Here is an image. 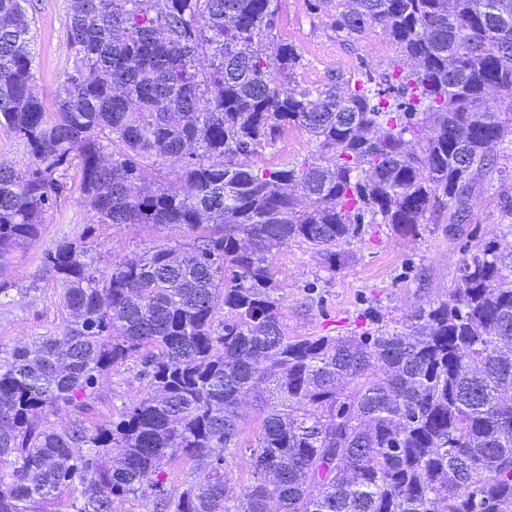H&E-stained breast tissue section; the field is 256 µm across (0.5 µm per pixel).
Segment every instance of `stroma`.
<instances>
[{
    "label": "stroma",
    "instance_id": "1",
    "mask_svg": "<svg viewBox=\"0 0 512 512\" xmlns=\"http://www.w3.org/2000/svg\"><path fill=\"white\" fill-rule=\"evenodd\" d=\"M36 20L35 86L47 111L55 109V95L63 80L69 54L67 0H30ZM279 42L292 43L303 57L296 75L303 88L321 86L331 69H348L366 62L385 69L395 48L381 29L368 31L349 45L330 26L328 14L310 10L308 0H280ZM312 144L298 125L285 128L270 146L248 159L249 164L273 167L284 160L303 159ZM67 184L47 212L39 238L10 256L0 268V352L61 335L67 324L59 290L41 267L39 257L51 244L67 237L85 243L98 268L111 269L154 246L176 245L182 230L165 225L101 224L81 204L77 169L62 177ZM471 222L482 238L512 242V212L497 196L476 192L471 200ZM462 258L448 238L444 218L428 216L416 234L402 235L389 224L364 225L361 235L339 249L335 265H328L305 243L294 241L274 252L270 265L279 285V320L286 336H342L370 327L378 317L389 327L406 324L418 307L447 285ZM137 359H129L105 372L91 410L62 407L50 412L46 427L56 430L81 419L95 425L115 416L122 405L136 402L146 391L138 374Z\"/></svg>",
    "mask_w": 512,
    "mask_h": 512
}]
</instances>
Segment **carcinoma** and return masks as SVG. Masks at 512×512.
<instances>
[{"mask_svg": "<svg viewBox=\"0 0 512 512\" xmlns=\"http://www.w3.org/2000/svg\"><path fill=\"white\" fill-rule=\"evenodd\" d=\"M29 0H0V127L28 169L0 163V266L40 235L80 169L102 224L194 235L102 271L77 240L43 269L69 319L0 363V512H512V244L484 240L466 193L507 186L512 0H348L331 27L381 29L387 71L332 69L300 88L291 43L268 51L278 0H68L70 67L46 111L34 88ZM496 92L507 103L491 102ZM314 150L251 166L285 127ZM424 142L408 149L406 135ZM179 163L176 180L147 171ZM447 216L462 259L448 287L399 329L292 340L269 257L299 240L336 260L365 224L416 232ZM130 358L147 392L116 417L58 431L37 416L97 400ZM258 384V434L239 404ZM250 459L234 487L225 466ZM180 457L205 473L176 495ZM193 468V469H192ZM195 467L192 463L188 462L184 459H178L175 462L172 463V465L169 468H165L166 473H169L168 475H162V479L165 485L166 490L169 491V493H174L178 489L181 488V483L184 480L185 476L192 472L197 480L202 478L204 476V472L201 470H195Z\"/></svg>", "mask_w": 512, "mask_h": 512, "instance_id": "cac0c4a2", "label": "carcinoma"}]
</instances>
